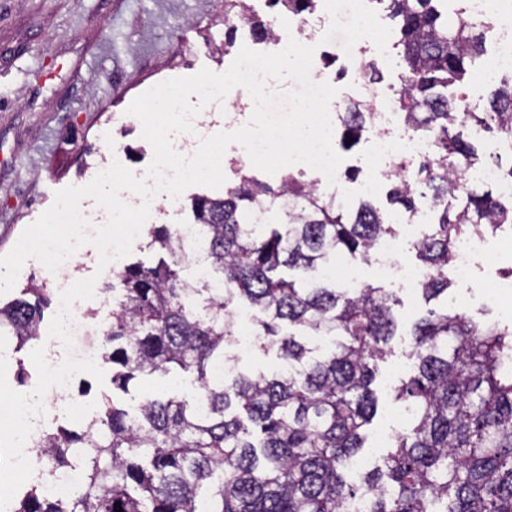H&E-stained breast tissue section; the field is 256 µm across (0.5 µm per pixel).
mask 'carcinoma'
Returning a JSON list of instances; mask_svg holds the SVG:
<instances>
[{"label":"carcinoma","mask_w":512,"mask_h":512,"mask_svg":"<svg viewBox=\"0 0 512 512\" xmlns=\"http://www.w3.org/2000/svg\"><path fill=\"white\" fill-rule=\"evenodd\" d=\"M444 2L386 0L402 45L396 106L434 145L428 160L401 161L427 187L435 217L411 245L430 273L421 289L427 302L448 292L458 239L512 224V197L472 188L467 173L479 158L453 132L472 123L512 134V80L482 106L448 93L483 46L479 26L460 12L448 20L438 8ZM267 3L300 14L313 0ZM240 25L258 40L272 38L269 20L246 0H224L226 44ZM337 118L351 146L369 124L363 104ZM390 201L407 213L421 203L414 184L401 179ZM192 208L209 270L221 278L197 287L184 276L191 260L176 231L150 228L148 246L161 256L115 272L102 360L112 364V389L123 393L143 376L177 373L192 374L201 392L147 397L133 412L108 400L85 427H57L38 447L53 471L83 467L84 487L56 499L33 486L11 512H344L360 495L369 512H512V324L428 310L409 333L416 371L396 389V399L410 404L411 422L381 464L350 484L346 463L364 447L376 412L371 385L397 336V300L372 285L339 291L319 273L338 255L366 257L394 230L367 201L346 216L336 198L292 174L273 188L242 168L224 195L199 196ZM271 211L280 224L266 223ZM283 268L303 277L287 279ZM49 303L48 285L28 281L0 302V333L20 347L39 339ZM233 303L255 311L261 345L277 347L288 370L211 381L234 335L224 320ZM298 334L334 336V348L314 358Z\"/></svg>","instance_id":"1"}]
</instances>
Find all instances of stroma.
<instances>
[{
    "instance_id": "1",
    "label": "stroma",
    "mask_w": 512,
    "mask_h": 512,
    "mask_svg": "<svg viewBox=\"0 0 512 512\" xmlns=\"http://www.w3.org/2000/svg\"><path fill=\"white\" fill-rule=\"evenodd\" d=\"M279 51V44L255 41L249 27H239L232 47L224 45V0H0V255L7 254L24 229L68 186L90 183L103 159L111 158L100 141L105 127L116 126L120 162L147 169L151 145L142 138L140 121L128 115L132 100L154 85L196 74L201 68L226 71L241 47ZM371 136L345 151L338 197L347 211L360 200L359 187L370 178L365 157ZM79 279L95 278L100 297L92 310L97 321L112 316V277L97 274L99 252L86 244L76 252ZM512 282V253L485 263L472 291L452 285L436 304L448 312L466 311L478 322L495 313L477 295L494 283ZM383 288L397 292L395 284ZM398 337L378 364L373 388L377 414L367 429L366 457L376 461L377 435L397 425L404 408L394 389L411 366L407 333L426 312L420 293L397 292ZM168 391L190 395V376L141 378L129 392L111 382L76 375L74 398L96 407L111 394L127 408L144 397Z\"/></svg>"
}]
</instances>
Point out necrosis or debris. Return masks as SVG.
<instances>
[{
  "label": "necrosis or debris",
  "instance_id": "4bbe7bcc",
  "mask_svg": "<svg viewBox=\"0 0 512 512\" xmlns=\"http://www.w3.org/2000/svg\"><path fill=\"white\" fill-rule=\"evenodd\" d=\"M373 0H320L316 16L296 15L291 34L299 42L310 44L326 21H334L337 28L355 34V52L348 58L353 65L358 98L367 100L371 124L375 130L370 150V164L375 175L364 185L372 191L374 181L398 174L397 161L402 157L425 159L433 151L430 139L418 136L405 125L393 97L384 95L370 76L367 57L383 44L382 29L376 21ZM466 13L476 21L490 24L494 51L483 75L492 79L502 73H512V0H465ZM404 239L394 235L382 238L372 249L370 263L380 278L391 280L404 288L423 287L426 274L420 268L403 262ZM488 248L483 236L472 235L461 239L454 250L449 271L461 284H468L476 273L480 255ZM33 483L45 487L55 495H68L83 486L81 468L65 471L48 468L43 457L32 461Z\"/></svg>",
  "mask_w": 512,
  "mask_h": 512
}]
</instances>
